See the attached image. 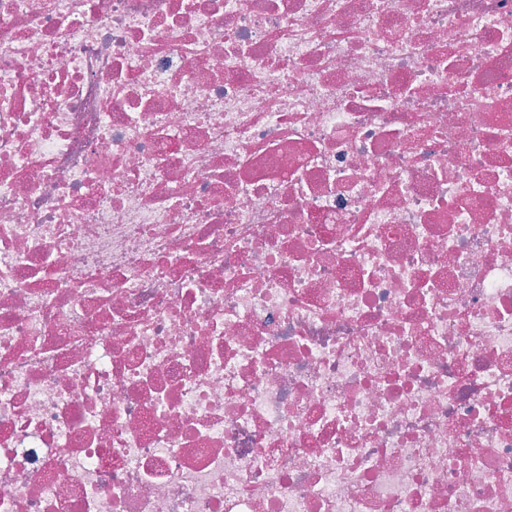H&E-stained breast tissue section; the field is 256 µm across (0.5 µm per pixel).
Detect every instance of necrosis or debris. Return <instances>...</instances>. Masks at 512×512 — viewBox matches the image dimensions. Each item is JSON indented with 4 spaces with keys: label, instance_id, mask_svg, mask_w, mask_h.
<instances>
[{
    "label": "necrosis or debris",
    "instance_id": "4bbe7bcc",
    "mask_svg": "<svg viewBox=\"0 0 512 512\" xmlns=\"http://www.w3.org/2000/svg\"><path fill=\"white\" fill-rule=\"evenodd\" d=\"M0 512H512V0H0Z\"/></svg>",
    "mask_w": 512,
    "mask_h": 512
}]
</instances>
